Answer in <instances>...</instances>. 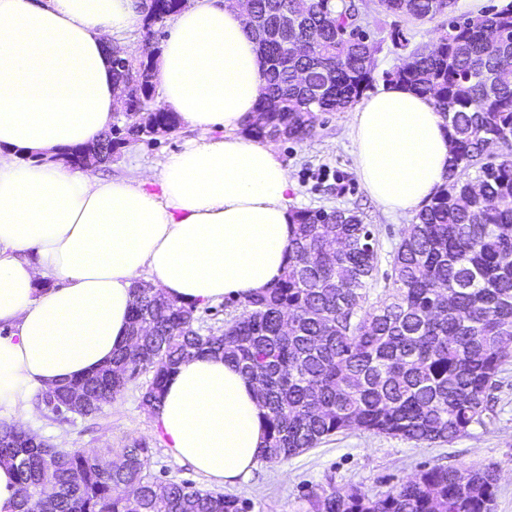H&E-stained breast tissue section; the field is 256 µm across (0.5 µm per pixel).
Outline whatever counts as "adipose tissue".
Here are the masks:
<instances>
[{
    "label": "adipose tissue",
    "instance_id": "1",
    "mask_svg": "<svg viewBox=\"0 0 512 512\" xmlns=\"http://www.w3.org/2000/svg\"><path fill=\"white\" fill-rule=\"evenodd\" d=\"M137 17V0H0V418L30 419L38 393L128 348L142 273L201 304L270 287L287 262V170L272 144L238 135L264 80L236 0H191L170 29L160 103L197 138L158 177L54 161L111 125L109 39ZM350 128L355 172L385 210L410 212L445 183L450 130L426 97L381 88ZM265 413L232 363L204 353L171 375L156 425L177 460L221 486L259 464Z\"/></svg>",
    "mask_w": 512,
    "mask_h": 512
}]
</instances>
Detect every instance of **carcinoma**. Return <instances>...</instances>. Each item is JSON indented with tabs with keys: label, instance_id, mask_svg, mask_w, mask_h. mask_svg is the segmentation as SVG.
<instances>
[{
	"label": "carcinoma",
	"instance_id": "cac0c4a2",
	"mask_svg": "<svg viewBox=\"0 0 512 512\" xmlns=\"http://www.w3.org/2000/svg\"><path fill=\"white\" fill-rule=\"evenodd\" d=\"M250 30L264 66L258 116L243 133L266 140L315 134V113L343 112L372 87L375 47L350 0H255ZM186 0H153L154 24ZM394 15L415 20L444 15L448 0H379ZM300 18L284 34L283 13ZM160 48L146 41L143 80L131 108L151 106ZM405 68L383 73L429 97L451 128V168L442 187L416 213L392 254L391 273L375 301L367 285L377 272L370 225L346 209L290 211L294 237L284 276L238 300L240 314L221 334L194 328L197 304H179L135 289L130 335L142 321L155 327L149 357L127 350L99 371L62 386L110 402L136 375L153 372L142 406L160 411L165 384L187 348L219 352L253 381L267 413L261 460L281 462L333 435L360 430L416 443H450L485 422L488 397L512 361V3L441 24L432 47L415 46ZM153 125L170 132L178 115L161 109ZM145 138L127 121L96 141L61 151L79 166L92 147L104 163ZM101 456L102 472L82 449L32 446L26 432L0 425V461L18 482L37 490L50 481L57 494L46 512H252L250 500L162 484L156 497L148 472L150 448L133 441ZM493 466L421 470L394 491L369 497L333 488L309 500L312 512H493Z\"/></svg>",
	"mask_w": 512,
	"mask_h": 512
}]
</instances>
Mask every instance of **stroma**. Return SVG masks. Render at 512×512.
Segmentation results:
<instances>
[{"label":"stroma","mask_w":512,"mask_h":512,"mask_svg":"<svg viewBox=\"0 0 512 512\" xmlns=\"http://www.w3.org/2000/svg\"><path fill=\"white\" fill-rule=\"evenodd\" d=\"M366 22L368 40L379 47L377 72L403 64L407 49L393 46L389 32L403 28L412 43L433 44L441 19L416 21L385 12L378 0H356ZM346 112H321L316 134L302 140L276 143L292 189L290 205L296 209L340 207L357 211L370 224L377 240L378 270L370 284L371 294L382 292L389 271L390 254L413 222L412 214L384 211L360 183L354 169V143ZM194 134L187 124L154 143L136 142L116 154L111 164L95 168V176H127L134 171L156 174L164 159L181 151ZM152 378L141 372L112 402L93 417L68 414L66 421L47 417L36 409L23 428L46 442L65 443L72 448L97 452L125 447L132 441L146 442L151 449L149 472L162 481L190 482L208 489L207 480L168 451L156 428V417L141 405V394ZM492 414L484 424L449 443L427 444L373 436L358 430L334 436L289 460L262 462L247 480L224 485L223 491L250 499L254 512H308L312 494L336 487H355L374 497L395 490L420 470L444 465L459 470L495 466L499 492L494 512H512V364L501 375L494 393Z\"/></svg>","instance_id":"obj_1"}]
</instances>
